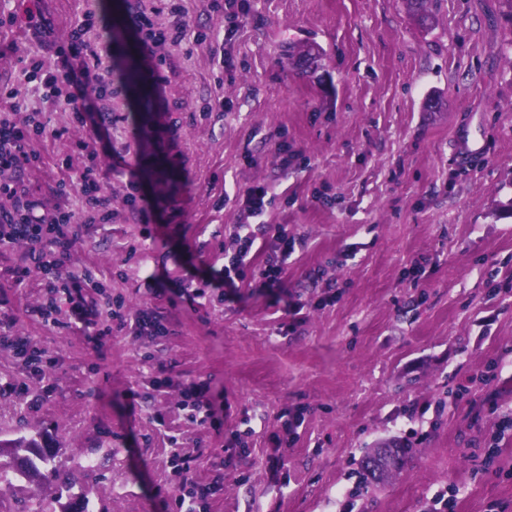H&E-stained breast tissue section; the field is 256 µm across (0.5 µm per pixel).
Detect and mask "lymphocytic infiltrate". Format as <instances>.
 <instances>
[{
    "label": "lymphocytic infiltrate",
    "instance_id": "obj_1",
    "mask_svg": "<svg viewBox=\"0 0 512 512\" xmlns=\"http://www.w3.org/2000/svg\"><path fill=\"white\" fill-rule=\"evenodd\" d=\"M170 12L177 21L167 29L157 24L160 10L147 0H136L129 6L127 24L141 32L140 50L177 47L188 40L197 45L207 41V33L192 28L188 22L187 0H173ZM25 19L34 24L43 49L20 58V84L0 90V242L26 243L27 259L38 266L48 252L57 261H64L76 241L75 235L68 232L77 221L75 212L64 208L47 210L26 186V173L41 162L34 145L49 130V113L69 112L76 125L92 130L90 139L76 144L88 159L80 175L82 198L89 206L86 223L109 224L117 216L111 198L101 193L95 160L100 148L111 140L112 112L105 99L120 69L111 48H99L91 39L95 27L92 14H85L64 43L53 40L50 26L40 19L39 6L27 7ZM134 137L139 147L163 159L168 167H183L182 154L173 149L176 132L169 125L155 122L150 131H135ZM125 188V205L144 224L150 223L155 206L173 192L161 177L154 194L144 196L133 171L128 174ZM267 194L268 188L263 184L253 185L245 193L244 206L250 221L236 225L232 251L224 256L221 276L227 288L245 281L258 255L263 258L262 287H280L287 276V261L298 239L287 225L262 223ZM92 285L90 275L85 274L70 277L60 288L71 318L87 328L96 326L100 316L97 301L84 294Z\"/></svg>",
    "mask_w": 512,
    "mask_h": 512
}]
</instances>
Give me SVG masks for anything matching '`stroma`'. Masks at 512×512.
Masks as SVG:
<instances>
[{"label": "stroma", "instance_id": "1", "mask_svg": "<svg viewBox=\"0 0 512 512\" xmlns=\"http://www.w3.org/2000/svg\"><path fill=\"white\" fill-rule=\"evenodd\" d=\"M125 5L39 7L62 42L86 11L110 22ZM435 15L424 29L403 0H248L228 39L139 57L140 78L168 77L162 107L186 157L174 179L181 215L139 223L105 151L97 164L114 223L80 225L48 275L19 277L25 246L0 244V334L30 337L50 360L31 381L0 349V432L60 443L78 503L179 512L178 446L194 457V479L223 481L207 512H423L445 487L454 512L492 501L512 512V434L497 437L512 419V8L437 0ZM0 45V86L18 84L16 54L38 44L5 24ZM219 92L225 111L204 114ZM142 101L131 82H113L112 144L131 169L142 164L131 137ZM49 125L31 189L80 210L78 191L56 188L77 179L73 145L92 131L65 112ZM257 182L271 197L265 221L300 243L282 287H260L255 267L227 292L218 273ZM77 271L96 278L101 312L117 299L152 310L167 335L116 328L96 345L65 303L45 322L49 284ZM161 374L171 384L154 389ZM189 382L208 385L216 424L178 409ZM21 383L26 393L7 392ZM290 409L305 422L274 480L266 455ZM236 437L246 451L227 456ZM386 442L407 443L411 458L387 482L364 483L361 460Z\"/></svg>", "mask_w": 512, "mask_h": 512}]
</instances>
